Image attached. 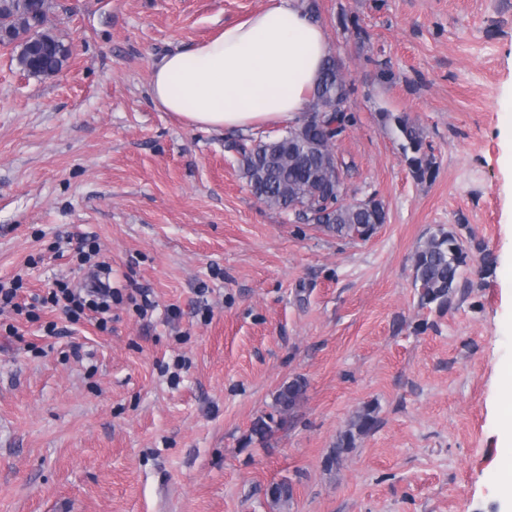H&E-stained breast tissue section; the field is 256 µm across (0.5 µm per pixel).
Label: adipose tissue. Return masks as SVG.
<instances>
[{
    "instance_id": "ef3b65f1",
    "label": "adipose tissue",
    "mask_w": 512,
    "mask_h": 512,
    "mask_svg": "<svg viewBox=\"0 0 512 512\" xmlns=\"http://www.w3.org/2000/svg\"><path fill=\"white\" fill-rule=\"evenodd\" d=\"M329 53L323 27L296 0H269L216 37L162 57L150 94L193 129L285 125L304 113Z\"/></svg>"
}]
</instances>
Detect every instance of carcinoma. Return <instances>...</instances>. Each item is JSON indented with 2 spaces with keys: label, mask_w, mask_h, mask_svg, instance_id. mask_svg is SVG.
<instances>
[{
  "label": "carcinoma",
  "mask_w": 512,
  "mask_h": 512,
  "mask_svg": "<svg viewBox=\"0 0 512 512\" xmlns=\"http://www.w3.org/2000/svg\"><path fill=\"white\" fill-rule=\"evenodd\" d=\"M47 0H0V44L12 45L22 70L32 76L57 74L70 56L69 49L44 29ZM352 93L348 75L335 57L326 58L311 92L306 113L288 124L285 133L268 140L238 145L241 172L251 193L261 202L298 218L321 224L338 236L370 238L387 214L382 202L371 196L347 202L335 146L353 116L346 105ZM401 140L403 156L418 181L435 174L434 157L425 150L421 127L404 115L385 113ZM471 257L455 232L438 228L419 245L413 255L414 285L421 306H451ZM306 381L295 377L283 384L275 397L278 414L294 413L304 399ZM284 422L272 414L258 417L250 437L264 441ZM375 411L358 413L350 428L340 436L336 448L326 457L331 468L341 454L355 445L356 437L368 434L376 425Z\"/></svg>",
  "instance_id": "cac0c4a2"
}]
</instances>
